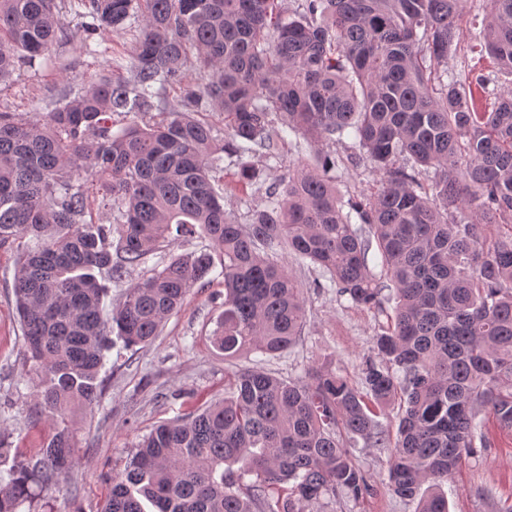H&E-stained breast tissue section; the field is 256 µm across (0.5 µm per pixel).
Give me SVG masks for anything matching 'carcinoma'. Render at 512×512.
Segmentation results:
<instances>
[{
	"mask_svg": "<svg viewBox=\"0 0 512 512\" xmlns=\"http://www.w3.org/2000/svg\"><path fill=\"white\" fill-rule=\"evenodd\" d=\"M463 2L301 0L291 16L278 0H73L70 27L57 0H0V82L57 44L87 48L142 17L129 77L71 89L38 119L0 110V246L16 252L34 416L53 427L36 457L0 473V512L61 487L75 457L68 412L99 402L112 337L152 343L215 267L224 311L211 341L224 358L293 347L306 310L271 256L282 247L356 306L393 290L365 392L330 365L298 380L242 368L228 396L141 438L102 512H324L370 488L349 450L357 437L391 449L395 496L448 512L441 488L483 440L481 412L512 429V99L488 111L442 80ZM484 32L481 48L512 71V0H487ZM190 52L208 77L178 107L167 90ZM204 100L224 113L226 137L184 111ZM152 110L159 119L113 130V116ZM289 131L351 137L350 160L371 164L377 189L342 200L326 155L316 170L288 169L268 187L275 202L238 223L224 208V156L272 157ZM98 207L112 223L94 220ZM489 224L508 232L490 237ZM197 228L210 248L172 258L103 315L108 283ZM367 397L403 401L395 437Z\"/></svg>",
	"mask_w": 512,
	"mask_h": 512,
	"instance_id": "obj_1",
	"label": "carcinoma"
}]
</instances>
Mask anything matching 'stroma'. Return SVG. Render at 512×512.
Here are the masks:
<instances>
[{
  "instance_id": "1",
  "label": "stroma",
  "mask_w": 512,
  "mask_h": 512,
  "mask_svg": "<svg viewBox=\"0 0 512 512\" xmlns=\"http://www.w3.org/2000/svg\"><path fill=\"white\" fill-rule=\"evenodd\" d=\"M485 13L486 0H466L463 38L455 57L448 60L449 71L465 80L481 104L512 95V73L489 56L471 50L481 35ZM139 32V26L134 25L103 34L94 56L86 54L77 42L55 46L49 59H37L34 66L21 67L6 79L0 110L22 106L28 112L43 114L59 104L75 83L90 81L101 73L128 75L131 49ZM324 154L336 157V185L341 194L375 190L376 175L369 165L352 166L345 143H314L291 133L280 146L278 162L258 153L225 158L226 208L239 223H249L255 211L267 206V189L283 172L297 165L316 166ZM245 164L256 171L255 182L241 181L239 172ZM208 246V239L198 235L161 244L126 277L124 285L111 286L106 307L115 306L125 286L133 285L156 265ZM278 259L304 286L306 323L294 347L274 357L250 353L225 360L210 339L224 309L223 277L212 272L208 284L190 291L181 310L165 322L153 344L132 351L125 349L121 340H114L99 375L104 386L99 403L94 409L77 408L69 415L78 459L62 490L51 493L49 507L25 501L18 512H101L106 478L124 470L142 436L160 422L222 398L227 379L237 368L257 366L277 377L295 380L329 363L352 384H359L374 336L390 323L396 304L392 291H385L381 306L357 307L338 297L333 289L316 287L322 272L302 266L284 250ZM14 261V249L0 248V432L12 443L10 458L0 461L2 471L11 467L13 457L32 456L52 433L47 420L31 414L35 382L27 374L30 364L14 306ZM485 433V451L463 461L448 480V512H501L512 505V430L502 429L489 415ZM352 454L372 488L359 501L334 504V512H416V502L400 500L386 486L388 451L365 447L359 441ZM487 489L492 490V498L484 497Z\"/></svg>"
}]
</instances>
